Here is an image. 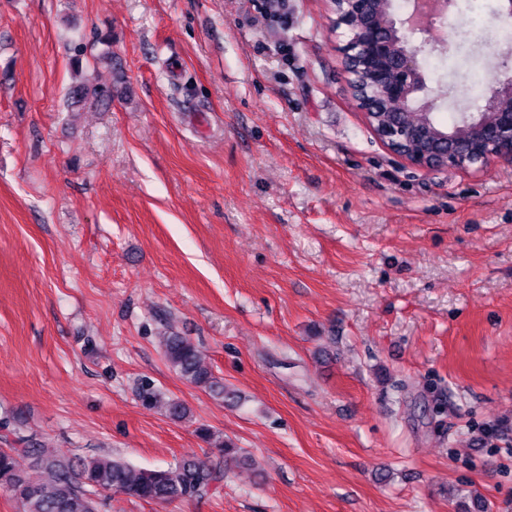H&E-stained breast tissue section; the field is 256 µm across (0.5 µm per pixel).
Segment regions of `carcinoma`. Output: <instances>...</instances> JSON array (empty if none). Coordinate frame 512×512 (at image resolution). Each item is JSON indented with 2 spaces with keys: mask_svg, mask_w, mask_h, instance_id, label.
Returning <instances> with one entry per match:
<instances>
[{
  "mask_svg": "<svg viewBox=\"0 0 512 512\" xmlns=\"http://www.w3.org/2000/svg\"><path fill=\"white\" fill-rule=\"evenodd\" d=\"M72 95L98 105L105 100L106 91L79 83L73 86ZM391 117L407 127H428L430 137L446 132L457 145L474 149L479 143V131L465 124L455 112L449 114L446 124L432 115L425 121L414 108L389 101L373 109L371 121L377 128ZM161 348L171 368L190 384L217 399L235 397L187 337L170 332L162 337ZM198 433L217 448L215 460L181 458L166 468L155 469L136 467L114 454L67 458L26 438L22 448H0V489L20 504L21 512H100L101 495L112 491L129 499L155 503L203 498L218 492L228 460L246 464L250 458L206 427L198 428ZM21 458L28 461L27 467L20 466Z\"/></svg>",
  "mask_w": 512,
  "mask_h": 512,
  "instance_id": "1",
  "label": "carcinoma"
}]
</instances>
